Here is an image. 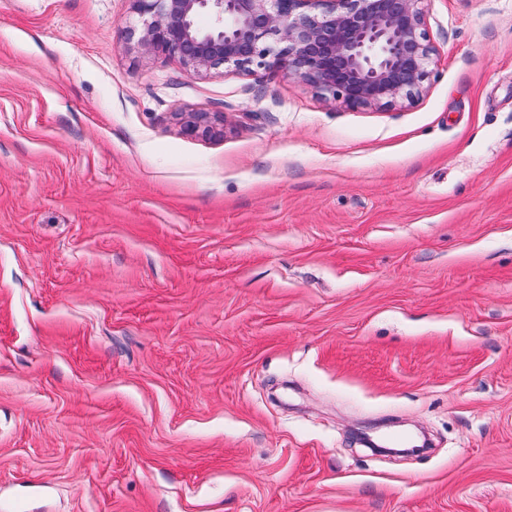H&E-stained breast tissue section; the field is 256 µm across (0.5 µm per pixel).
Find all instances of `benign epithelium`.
<instances>
[{
  "label": "benign epithelium",
  "instance_id": "7a95c632",
  "mask_svg": "<svg viewBox=\"0 0 512 512\" xmlns=\"http://www.w3.org/2000/svg\"><path fill=\"white\" fill-rule=\"evenodd\" d=\"M128 49L206 78L274 63L348 107L395 106L424 90L433 54L423 0H129ZM212 16L203 29L202 13ZM181 131L224 136V115L176 112Z\"/></svg>",
  "mask_w": 512,
  "mask_h": 512
}]
</instances>
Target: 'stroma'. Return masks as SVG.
Masks as SVG:
<instances>
[{"label": "stroma", "mask_w": 512, "mask_h": 512, "mask_svg": "<svg viewBox=\"0 0 512 512\" xmlns=\"http://www.w3.org/2000/svg\"><path fill=\"white\" fill-rule=\"evenodd\" d=\"M423 5L350 108L0 0V512H512V0ZM181 131L196 138H220L224 135V115L209 112H176L173 114Z\"/></svg>", "instance_id": "35a3bbf8"}]
</instances>
